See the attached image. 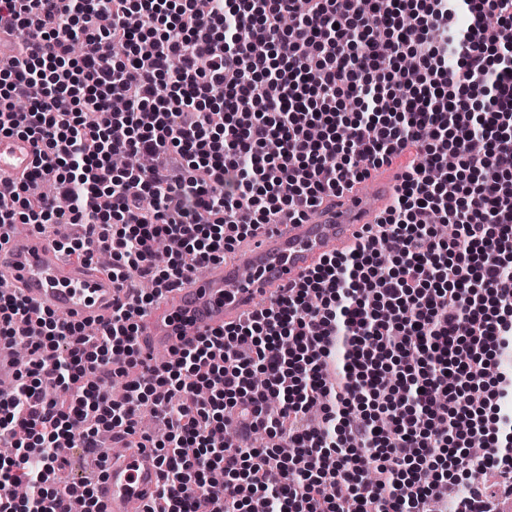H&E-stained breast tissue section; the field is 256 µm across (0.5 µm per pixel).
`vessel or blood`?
<instances>
[{
    "instance_id": "vessel-or-blood-1",
    "label": "vessel or blood",
    "mask_w": 512,
    "mask_h": 512,
    "mask_svg": "<svg viewBox=\"0 0 512 512\" xmlns=\"http://www.w3.org/2000/svg\"><path fill=\"white\" fill-rule=\"evenodd\" d=\"M25 137L0 134V188H13L35 165ZM397 178L375 175L365 188L327 199L301 221L260 231L235 247L229 261L209 263L205 274L182 278L157 309L140 320V343L150 351L179 350L203 334L238 322L293 285L329 255L349 250L363 225L373 223L393 199ZM0 279L42 312L92 325L112 318L116 289L91 266L69 263L55 240L0 229ZM160 464L149 449L112 458L97 484L106 512H138L156 489Z\"/></svg>"
}]
</instances>
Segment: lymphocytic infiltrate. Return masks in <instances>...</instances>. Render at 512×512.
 <instances>
[{
  "mask_svg": "<svg viewBox=\"0 0 512 512\" xmlns=\"http://www.w3.org/2000/svg\"><path fill=\"white\" fill-rule=\"evenodd\" d=\"M294 5L0 0V33L38 38L0 68V133L37 148L0 227L84 226L71 260L106 253L116 285L153 284L92 334L0 294V343L29 347L0 393V512H105L59 478L103 430L155 450L144 512H491L475 472L512 494V376L495 368L512 352V0H305L284 29ZM405 56L419 82L398 81ZM409 151L355 247L176 362L144 357L138 319L175 281ZM120 154L153 165L118 170ZM162 238L179 249L160 270ZM147 403L163 438L138 427Z\"/></svg>",
  "mask_w": 512,
  "mask_h": 512,
  "instance_id": "1",
  "label": "lymphocytic infiltrate"
}]
</instances>
